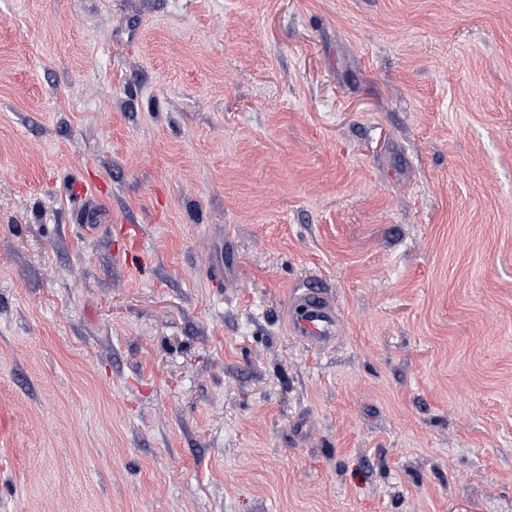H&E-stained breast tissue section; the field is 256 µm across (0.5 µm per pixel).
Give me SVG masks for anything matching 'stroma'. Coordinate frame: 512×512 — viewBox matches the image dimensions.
Listing matches in <instances>:
<instances>
[{
  "label": "stroma",
  "mask_w": 512,
  "mask_h": 512,
  "mask_svg": "<svg viewBox=\"0 0 512 512\" xmlns=\"http://www.w3.org/2000/svg\"><path fill=\"white\" fill-rule=\"evenodd\" d=\"M0 512H512V0H0ZM286 314L290 332L315 347L331 341L340 328L334 301L322 293H296Z\"/></svg>",
  "instance_id": "1"
}]
</instances>
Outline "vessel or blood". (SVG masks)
Here are the masks:
<instances>
[{
  "label": "vessel or blood",
  "mask_w": 512,
  "mask_h": 512,
  "mask_svg": "<svg viewBox=\"0 0 512 512\" xmlns=\"http://www.w3.org/2000/svg\"><path fill=\"white\" fill-rule=\"evenodd\" d=\"M286 314L291 333L315 347L331 341L340 328L334 301L320 293L295 294Z\"/></svg>",
  "instance_id": "1"
}]
</instances>
